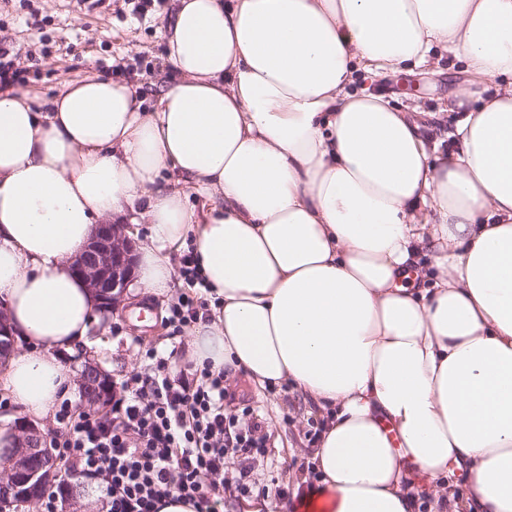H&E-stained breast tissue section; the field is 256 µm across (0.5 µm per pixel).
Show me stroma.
Wrapping results in <instances>:
<instances>
[{"mask_svg": "<svg viewBox=\"0 0 512 512\" xmlns=\"http://www.w3.org/2000/svg\"><path fill=\"white\" fill-rule=\"evenodd\" d=\"M135 0H0V46L10 47L16 64L25 72L24 91L37 111L48 110L51 100L67 84L93 73L109 74L141 83L146 109H153L162 87L174 74L166 60L159 34L174 10V0H158L145 16L133 13ZM471 75L461 63L440 59L429 68L394 73H360L356 89L390 98L407 112L431 113L421 130L428 144L452 149L450 121L444 109ZM163 322L135 326L126 309L94 321L89 330L88 353L114 381L138 367L139 343L169 342ZM230 407L249 405L263 418L271 435L267 459L256 468V483H270L297 493L293 473L306 470L314 430L322 420L312 403L290 388L256 389L242 378L229 386Z\"/></svg>", "mask_w": 512, "mask_h": 512, "instance_id": "stroma-1", "label": "stroma"}]
</instances>
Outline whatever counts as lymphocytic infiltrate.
Here are the masks:
<instances>
[{
	"mask_svg": "<svg viewBox=\"0 0 512 512\" xmlns=\"http://www.w3.org/2000/svg\"><path fill=\"white\" fill-rule=\"evenodd\" d=\"M200 307L185 293L172 302L170 349L144 348L142 367L113 383L110 415L75 416L65 402L55 414V448L103 484L107 512H158L173 494L195 512H218L217 498L256 485L267 443L263 419L248 406L227 408L226 375L211 362L189 379L176 368L177 342Z\"/></svg>",
	"mask_w": 512,
	"mask_h": 512,
	"instance_id": "f902f5d3",
	"label": "lymphocytic infiltrate"
}]
</instances>
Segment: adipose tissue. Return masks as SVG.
Here are the masks:
<instances>
[{"label":"adipose tissue","instance_id":"ef3b65f1","mask_svg":"<svg viewBox=\"0 0 512 512\" xmlns=\"http://www.w3.org/2000/svg\"><path fill=\"white\" fill-rule=\"evenodd\" d=\"M163 38L181 78L151 112L108 75L47 112L0 90V301L20 345L0 390L39 420L64 398L55 351L98 311L70 261L134 214L131 302L167 297L172 256L193 252L209 284L194 362L318 408L300 512H413L421 495L512 512V86L454 96L447 154L351 90L441 51L512 77V0H178Z\"/></svg>","mask_w":512,"mask_h":512}]
</instances>
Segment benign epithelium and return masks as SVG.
Returning <instances> with one entry per match:
<instances>
[{
	"mask_svg": "<svg viewBox=\"0 0 512 512\" xmlns=\"http://www.w3.org/2000/svg\"><path fill=\"white\" fill-rule=\"evenodd\" d=\"M135 242L124 224H98L86 249L72 262V271L99 299L101 312L119 306L131 281ZM14 350V337L6 309L0 306V364ZM80 406L102 411L109 406L112 378L95 358H83L76 378ZM15 452L0 472V512L14 505L41 500L47 488L56 486L70 495L75 488L72 472L60 467L56 449L47 434L31 420L14 421Z\"/></svg>",
	"mask_w": 512,
	"mask_h": 512,
	"instance_id": "1",
	"label": "benign epithelium"
}]
</instances>
